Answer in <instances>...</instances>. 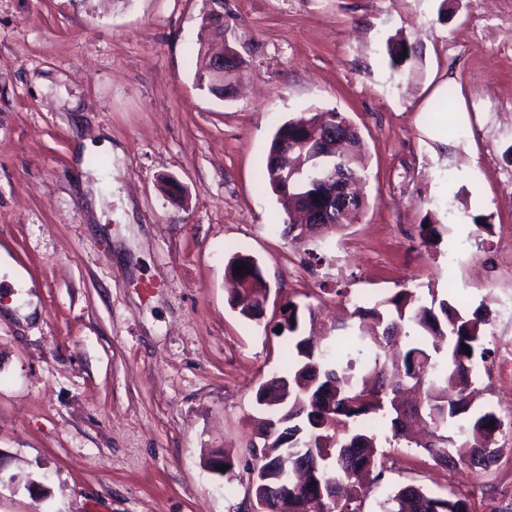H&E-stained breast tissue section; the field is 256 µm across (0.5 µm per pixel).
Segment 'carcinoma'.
Instances as JSON below:
<instances>
[{
  "label": "carcinoma",
  "mask_w": 512,
  "mask_h": 512,
  "mask_svg": "<svg viewBox=\"0 0 512 512\" xmlns=\"http://www.w3.org/2000/svg\"><path fill=\"white\" fill-rule=\"evenodd\" d=\"M388 55L391 68L399 70L415 50L397 43ZM196 66L199 82L214 96H224V89L210 82L208 57L197 53ZM309 123L334 128L336 113L285 122L271 141L265 164L266 182L274 192L288 195L291 203L323 189L312 180L281 184L278 159L284 139L301 135ZM338 153L347 155L354 200L349 214L317 225L325 231L342 229L366 205L360 140L339 146ZM237 265L244 266V272L236 273ZM225 272L248 282L250 292L234 300L241 315L260 316L259 298L267 284L257 261L236 254ZM284 311L288 317L278 325L288 333V375H272L257 391L256 402L266 418L261 445H252L256 464L250 470L249 489L257 491L268 470L283 467L293 473L310 462L317 464L318 479L303 486L290 479L277 489L280 512H358L354 503L364 492L362 478L379 464L374 448L378 429L386 425L391 436L385 442L403 440L421 448L445 469L464 463L482 471L497 462L496 439L504 430L503 419L493 411L471 413L469 365L475 355L485 359L491 354L483 336L488 310L468 313L435 294L427 304L414 289L402 288L371 307L354 303L349 321L329 326L319 342L303 334L298 303L288 301ZM466 346L471 353L464 351ZM410 383L421 384L422 400L405 410L398 392ZM388 503L386 512H472L463 494L435 495L415 485L400 488Z\"/></svg>",
  "instance_id": "obj_1"
}]
</instances>
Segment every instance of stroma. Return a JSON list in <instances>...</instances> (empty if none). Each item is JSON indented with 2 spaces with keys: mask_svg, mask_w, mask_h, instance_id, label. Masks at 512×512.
Here are the masks:
<instances>
[{
  "mask_svg": "<svg viewBox=\"0 0 512 512\" xmlns=\"http://www.w3.org/2000/svg\"><path fill=\"white\" fill-rule=\"evenodd\" d=\"M213 12L243 61L226 100L190 59ZM399 41L417 56L396 71ZM317 112L357 128L367 204L295 243L263 172L277 129ZM511 147L512 0H0V249L38 298L19 317L0 278V512H251L290 299L322 321L403 287L487 308L472 409L512 414ZM238 251L270 288L257 320L231 304ZM501 445L482 475L396 445L360 512L408 484L512 512Z\"/></svg>",
  "mask_w": 512,
  "mask_h": 512,
  "instance_id": "35a3bbf8",
  "label": "stroma"
}]
</instances>
